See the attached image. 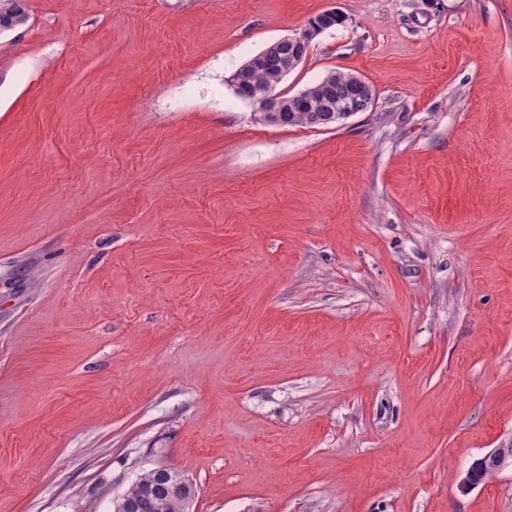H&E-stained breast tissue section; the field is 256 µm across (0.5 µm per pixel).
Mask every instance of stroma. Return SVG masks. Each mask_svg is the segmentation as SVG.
<instances>
[{
    "instance_id": "1",
    "label": "stroma",
    "mask_w": 512,
    "mask_h": 512,
    "mask_svg": "<svg viewBox=\"0 0 512 512\" xmlns=\"http://www.w3.org/2000/svg\"><path fill=\"white\" fill-rule=\"evenodd\" d=\"M0 35V512H512V0H26ZM328 9L278 85L232 74ZM315 30V27L311 26L304 30L302 33L284 37L271 44L268 48L262 52L251 57L246 63H244L234 74V86L241 92L242 90V78L251 69L258 67L264 61L266 55L270 53V50L280 46L288 45L290 47V56H286L283 65V72L288 73L295 67H297L306 57L311 42V33ZM270 62L269 68L265 70L257 71L253 74L252 80L245 87V92H241L239 97L252 102L261 100L266 94L275 92L277 86L284 78L280 67V59L287 53L286 50L279 52ZM350 73L342 71H332L327 74L322 82L315 83L309 87V93L305 97L309 102V106H303L300 101H295L291 97L288 98V103L294 112H288L285 108V104L281 96L277 94H268L259 104V109L264 113V116L274 124L278 125H320L335 122L336 119L343 118L338 117L342 112H347V116L355 114L356 112H365L369 106L374 102L372 100L368 107L361 105H354V103L348 104L342 111V107L347 103L348 100L353 99L352 95L360 100H365L368 88L374 93L373 88L367 83L365 90L351 91L348 87V80ZM329 83L336 87V99H331L324 95L322 92V85ZM334 103L336 108L333 107ZM330 107L328 112H319L321 110ZM341 111V112H338ZM285 112L284 122L282 113ZM338 117V118H337ZM154 474L145 473L138 478L132 487L124 495L128 502L136 504L137 511L134 512H157L155 504L157 501H167L166 512H182L183 503L172 496L170 491V479L174 493L185 495L188 499L194 500L196 488L186 477L177 474L172 468H158L153 470ZM166 478L161 480L159 477ZM125 502L123 507L116 512H131V505Z\"/></svg>"
}]
</instances>
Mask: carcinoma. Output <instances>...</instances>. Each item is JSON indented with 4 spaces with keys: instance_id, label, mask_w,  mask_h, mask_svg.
<instances>
[{
    "instance_id": "obj_1",
    "label": "carcinoma",
    "mask_w": 512,
    "mask_h": 512,
    "mask_svg": "<svg viewBox=\"0 0 512 512\" xmlns=\"http://www.w3.org/2000/svg\"><path fill=\"white\" fill-rule=\"evenodd\" d=\"M29 15L24 0H0V30L11 31L27 24ZM286 51H280L270 62L269 68L257 71L252 80L246 85L245 91L240 97L252 102L261 100L266 94L276 90L283 79L280 67L281 56ZM350 74L342 71H333L327 74L323 82L315 83L309 87L306 96L309 106L305 107L300 102L288 99L292 111L285 113L284 121L288 125H320L336 121L339 110L348 100L356 97L365 99L367 91H351L348 87ZM336 106V111L328 112L326 108ZM129 502L136 504L137 512H157L155 504L158 501L167 502L166 512H182L183 503L172 496L170 481L162 480L150 473H145L138 478L125 494Z\"/></svg>"
}]
</instances>
